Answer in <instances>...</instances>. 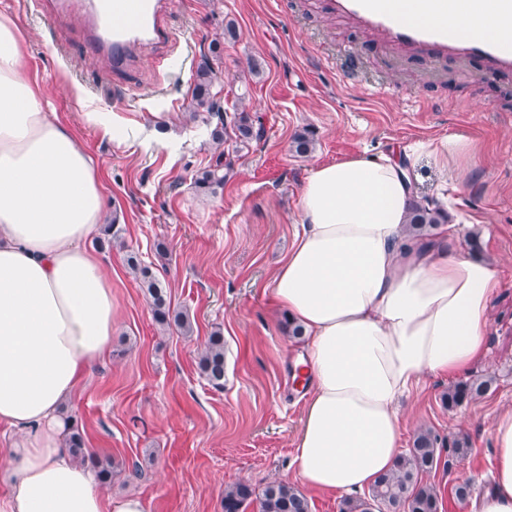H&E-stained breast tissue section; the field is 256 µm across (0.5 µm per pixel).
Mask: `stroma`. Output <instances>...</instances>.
<instances>
[{
	"mask_svg": "<svg viewBox=\"0 0 512 512\" xmlns=\"http://www.w3.org/2000/svg\"><path fill=\"white\" fill-rule=\"evenodd\" d=\"M0 6L27 36L31 78L97 160L108 216L125 243L98 248L118 305L111 352L65 410L81 421L89 452L138 464L140 477L113 479L103 491L139 496L145 512H222L228 485L301 483L293 455L306 397L292 378L300 348L268 284L291 247L312 167L417 141L472 144L455 208L467 219L460 247L477 243V257L493 262L501 280L489 302L485 354L471 370L493 384L482 398L451 409L443 401L448 381L430 380L403 403L405 441L421 428L443 442L469 437L466 458L423 477L437 490L439 512H465L451 489L489 480L490 421L512 406V74L486 75L478 58L393 59L376 38L332 17L325 0H170L174 40L146 49L132 72L116 75L92 53L78 22L56 20L29 0ZM344 47L358 56L360 82L348 81L327 56ZM205 59L228 112H248L263 135L228 138L224 185L204 194L195 180L215 147L186 105ZM85 102L128 117L165 113L181 139L174 148L162 137L116 146L82 123ZM305 129L314 131L316 146L300 156L292 138ZM160 242L166 254H158ZM128 247L166 283L173 307L189 314L192 336L156 326L126 265ZM217 327L226 358L220 390L196 366L197 350Z\"/></svg>",
	"mask_w": 512,
	"mask_h": 512,
	"instance_id": "1",
	"label": "stroma"
}]
</instances>
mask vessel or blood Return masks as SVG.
Here are the masks:
<instances>
[{
    "instance_id": "vessel-or-blood-1",
    "label": "vessel or blood",
    "mask_w": 512,
    "mask_h": 512,
    "mask_svg": "<svg viewBox=\"0 0 512 512\" xmlns=\"http://www.w3.org/2000/svg\"><path fill=\"white\" fill-rule=\"evenodd\" d=\"M424 18L407 19L394 0H328L330 15L345 18L377 37L393 54L424 53L433 58L484 61L488 74L512 72V38L461 35L452 19L460 0H421ZM163 0H54L52 12L79 13L88 28L92 51L122 70L140 46L169 40Z\"/></svg>"
}]
</instances>
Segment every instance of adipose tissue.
<instances>
[{
	"label": "adipose tissue",
	"mask_w": 512,
	"mask_h": 512,
	"mask_svg": "<svg viewBox=\"0 0 512 512\" xmlns=\"http://www.w3.org/2000/svg\"><path fill=\"white\" fill-rule=\"evenodd\" d=\"M464 30L511 37L494 0L463 7ZM468 144L415 142L311 169L301 220L270 289L303 331L308 383L293 462L311 490L356 494L394 469L399 403L425 380L459 377L484 354L494 264L457 245V227L406 229L419 198L410 168L454 165ZM450 183V184H451ZM100 169L28 75L26 36L0 10V512H145L111 498L64 455V402L109 352L112 274L89 248L106 219ZM491 492L466 512H512V408L491 420Z\"/></svg>",
	"instance_id": "obj_1"
}]
</instances>
